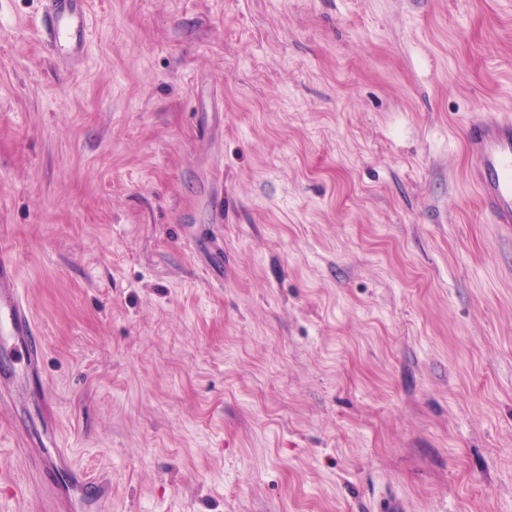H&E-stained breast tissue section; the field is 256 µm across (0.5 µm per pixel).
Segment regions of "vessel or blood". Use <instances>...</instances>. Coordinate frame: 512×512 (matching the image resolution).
<instances>
[{"label":"vessel or blood","mask_w":512,"mask_h":512,"mask_svg":"<svg viewBox=\"0 0 512 512\" xmlns=\"http://www.w3.org/2000/svg\"><path fill=\"white\" fill-rule=\"evenodd\" d=\"M45 49L54 56L82 54L87 44L89 0H45ZM466 147L474 160L471 179L483 211L492 223L512 228V115L485 112L465 130ZM45 337L18 285L13 254L0 250V415L17 417L28 387L41 381ZM32 464L51 485L66 482L71 497L62 512H106L109 492L102 478L46 464L44 437L21 431Z\"/></svg>","instance_id":"obj_1"}]
</instances>
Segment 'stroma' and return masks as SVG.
<instances>
[{
	"label": "stroma",
	"instance_id": "35a3bbf8",
	"mask_svg": "<svg viewBox=\"0 0 512 512\" xmlns=\"http://www.w3.org/2000/svg\"><path fill=\"white\" fill-rule=\"evenodd\" d=\"M0 0V248L25 422L111 512H512V234L464 128L512 0ZM0 512H54L11 420ZM44 48L54 56L70 58L84 52L89 25V0H45ZM45 336L18 285L17 264L0 250V415L16 420L29 385L41 382Z\"/></svg>",
	"mask_w": 512,
	"mask_h": 512
}]
</instances>
